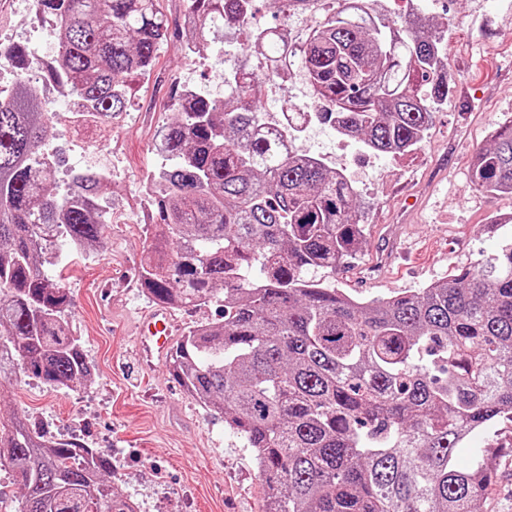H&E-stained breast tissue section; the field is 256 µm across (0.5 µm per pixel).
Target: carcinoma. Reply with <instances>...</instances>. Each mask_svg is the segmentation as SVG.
<instances>
[{"label":"carcinoma","mask_w":512,"mask_h":512,"mask_svg":"<svg viewBox=\"0 0 512 512\" xmlns=\"http://www.w3.org/2000/svg\"><path fill=\"white\" fill-rule=\"evenodd\" d=\"M256 0H187L199 53L217 24L246 27L244 61L224 93L196 92L164 127L151 181L155 244L141 285L157 304L200 305L224 294L223 320L187 330L167 356L188 397L224 413L266 485L264 512H483L497 461L491 441L467 465L458 449L512 423V233L448 280L359 300L317 273L361 247L358 191L318 158L284 151L259 128L264 84L298 76L321 123L378 154L407 151L429 131L452 86L445 31L421 7L379 24L370 0H274L290 37L251 24ZM55 21L48 82L102 126L133 102L171 37L159 0H39ZM17 70L32 54L0 46ZM51 119L28 84L0 90V378L15 370L55 387L91 376L65 318L71 298L42 272L57 241L69 254L102 247L112 223L100 167L70 173L59 196ZM479 150L472 185L512 194V120ZM22 482L23 512H136L112 487V463L77 440H48L21 419L0 431V468Z\"/></svg>","instance_id":"cac0c4a2"}]
</instances>
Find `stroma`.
Listing matches in <instances>:
<instances>
[{
	"label": "stroma",
	"mask_w": 512,
	"mask_h": 512,
	"mask_svg": "<svg viewBox=\"0 0 512 512\" xmlns=\"http://www.w3.org/2000/svg\"><path fill=\"white\" fill-rule=\"evenodd\" d=\"M448 32L444 68L454 89L415 151L369 155L357 142L337 155L338 136L310 125L298 148L345 169L357 181L365 224L361 252L333 279L363 299L391 296L447 280L450 272L497 251L499 218L512 216V197L476 190L472 158L489 146L496 126L512 120V0H422ZM191 36L177 28L149 76L132 81L135 107L85 154L58 124L47 150H62L68 168L112 161L107 193L112 222L102 248L75 262L46 266L63 275L72 304L69 328L92 367L75 388H56L17 374L0 381V425L15 418L45 426L50 437L76 439L111 458V481L139 512H264L265 486L253 454L221 413L188 398L158 364L143 375L134 324L155 307L139 282L152 243L146 229L147 175L162 160L159 132L176 116L185 75L196 89L222 93L224 70L236 62L238 38L207 35L203 52L184 57ZM21 43L52 58L49 22L20 0H0V46Z\"/></svg>",
	"instance_id": "obj_1"
}]
</instances>
